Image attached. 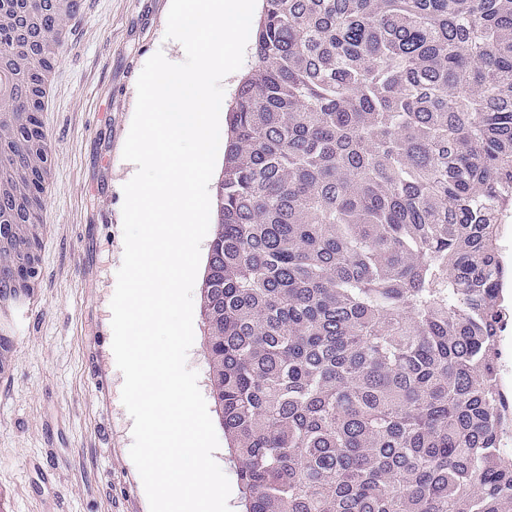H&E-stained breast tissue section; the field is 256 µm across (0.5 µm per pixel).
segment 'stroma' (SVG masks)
<instances>
[{
	"instance_id": "35a3bbf8",
	"label": "stroma",
	"mask_w": 512,
	"mask_h": 512,
	"mask_svg": "<svg viewBox=\"0 0 512 512\" xmlns=\"http://www.w3.org/2000/svg\"><path fill=\"white\" fill-rule=\"evenodd\" d=\"M170 0H84L43 114L57 148L43 204L51 236L37 249L40 291L0 378V512H148L129 450L133 421L110 342V301L124 252L122 157L146 61L183 47L166 39ZM187 365L211 394L201 319ZM219 421L215 402L207 404Z\"/></svg>"
}]
</instances>
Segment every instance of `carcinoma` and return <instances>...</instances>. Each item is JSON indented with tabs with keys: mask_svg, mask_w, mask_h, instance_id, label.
Wrapping results in <instances>:
<instances>
[{
	"mask_svg": "<svg viewBox=\"0 0 512 512\" xmlns=\"http://www.w3.org/2000/svg\"><path fill=\"white\" fill-rule=\"evenodd\" d=\"M216 198L243 512H512V0H262ZM512 328L511 320L508 329L500 337L501 363L496 374L497 385L501 392L512 393Z\"/></svg>",
	"mask_w": 512,
	"mask_h": 512,
	"instance_id": "1",
	"label": "carcinoma"
}]
</instances>
